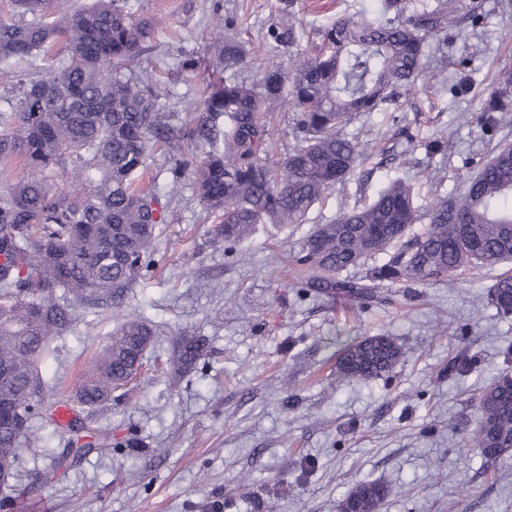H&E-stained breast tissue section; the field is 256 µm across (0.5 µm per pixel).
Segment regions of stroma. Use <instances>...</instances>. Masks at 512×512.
<instances>
[{
    "label": "stroma",
    "mask_w": 512,
    "mask_h": 512,
    "mask_svg": "<svg viewBox=\"0 0 512 512\" xmlns=\"http://www.w3.org/2000/svg\"><path fill=\"white\" fill-rule=\"evenodd\" d=\"M481 18L469 19L472 2ZM161 25L142 62L160 83L159 111L192 127L206 81L256 83L271 54L287 56L282 0H136ZM443 29L427 42L446 56L407 103H387L345 127L364 154L302 224H261L236 253L212 244L213 219L191 182L169 195L168 158L150 159L155 191L168 206L154 263L128 288L120 311L79 310L55 337L58 359L43 370L45 404L74 406V394L118 317L140 316L160 333L136 382L92 414L112 446L55 469L69 430L35 419L40 439L26 445L0 499L18 512H337L355 481L378 480L391 494L379 512H512V457L492 462L465 446L477 403L493 378L512 374V317L484 300L506 265L459 272L404 288L379 286V303L360 305L335 290L307 288L294 262L314 225L338 209L371 202L392 179L413 182L417 204L463 193L469 177L512 144V112L488 126L484 90L512 70V0H450ZM378 0H294L303 47L336 15L373 16ZM221 13L243 49L225 68L211 40ZM447 140V154L428 145ZM205 337L197 367L174 375V338ZM386 334L404 358L384 377L363 380L336 369L339 349L358 336ZM44 477L28 497L29 484Z\"/></svg>",
    "instance_id": "obj_1"
}]
</instances>
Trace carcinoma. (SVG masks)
Here are the masks:
<instances>
[{
  "instance_id": "cac0c4a2",
  "label": "carcinoma",
  "mask_w": 512,
  "mask_h": 512,
  "mask_svg": "<svg viewBox=\"0 0 512 512\" xmlns=\"http://www.w3.org/2000/svg\"><path fill=\"white\" fill-rule=\"evenodd\" d=\"M18 20L0 21V73L10 82V112L0 116V162H22V174L0 187V471L13 477L21 446L39 440L31 420L48 384L38 363L48 342L66 333L80 307L105 299L119 307L126 288L150 268L159 198L142 187L151 152L169 150L171 191L192 180L218 220L213 240L229 249L259 224H302L309 211L360 165L362 151L343 129L356 113L373 112L400 92L416 90L423 57L446 6L407 14V0H382L378 15H339L319 33L320 49L299 48L288 13V66L261 67L258 84L224 82L205 92L196 127L184 133L155 109L158 90L139 68L156 22L133 0H93L62 12L63 0H11ZM47 61L40 67L36 58ZM293 113L297 143L280 164L267 154L265 113ZM482 112H512L500 87L487 89ZM223 139L224 149L214 146ZM211 149L204 150V145ZM86 191L71 193L67 182ZM412 184L394 179L369 204L339 210L306 239L296 263L319 274L312 285L334 288L361 304L376 282L429 284L459 270L512 261V146L472 177L460 197L438 199L428 225L409 246L374 269L369 282L331 276L397 246L421 219ZM62 289V295L56 289ZM485 301L512 315V274L499 275ZM156 336L146 321L125 319L112 332L77 392L89 410L112 400L143 366ZM204 346L176 338V363L194 368ZM404 357L392 337L357 338L336 366L350 377L384 376ZM480 417L466 445L488 460L512 452V375H500L479 398ZM389 487L356 482L341 512H378Z\"/></svg>"
}]
</instances>
